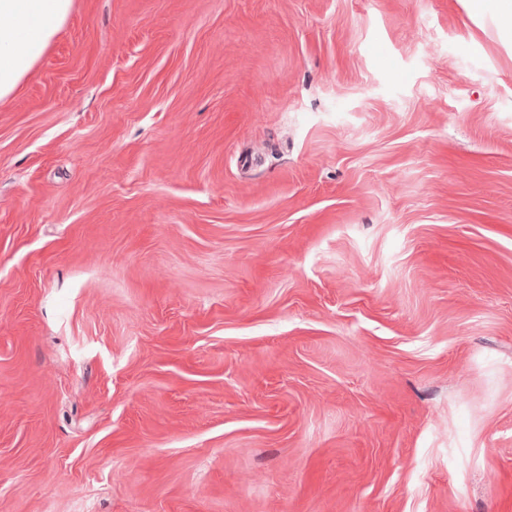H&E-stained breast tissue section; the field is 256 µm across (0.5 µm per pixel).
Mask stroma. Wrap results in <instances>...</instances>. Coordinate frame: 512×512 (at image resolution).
I'll list each match as a JSON object with an SVG mask.
<instances>
[{
	"instance_id": "35a3bbf8",
	"label": "stroma",
	"mask_w": 512,
	"mask_h": 512,
	"mask_svg": "<svg viewBox=\"0 0 512 512\" xmlns=\"http://www.w3.org/2000/svg\"><path fill=\"white\" fill-rule=\"evenodd\" d=\"M0 512H512L494 9L74 0L0 102Z\"/></svg>"
}]
</instances>
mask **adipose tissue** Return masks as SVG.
Returning a JSON list of instances; mask_svg holds the SVG:
<instances>
[{
	"label": "adipose tissue",
	"mask_w": 512,
	"mask_h": 512,
	"mask_svg": "<svg viewBox=\"0 0 512 512\" xmlns=\"http://www.w3.org/2000/svg\"><path fill=\"white\" fill-rule=\"evenodd\" d=\"M71 7L72 0H0V100L31 74Z\"/></svg>",
	"instance_id": "1"
}]
</instances>
